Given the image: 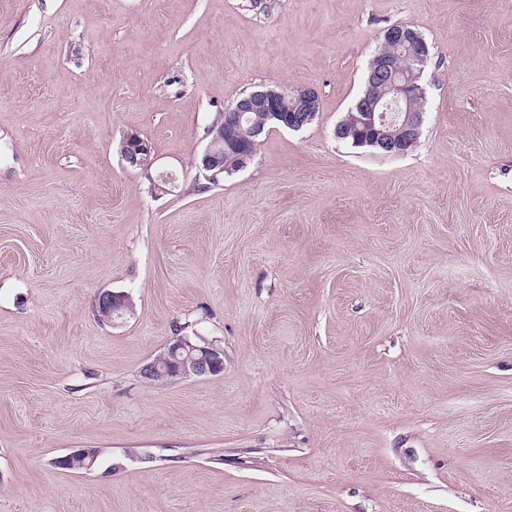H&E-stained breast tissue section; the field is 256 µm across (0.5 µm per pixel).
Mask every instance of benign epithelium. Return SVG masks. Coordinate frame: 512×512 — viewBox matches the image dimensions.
Listing matches in <instances>:
<instances>
[{"instance_id": "benign-epithelium-1", "label": "benign epithelium", "mask_w": 512, "mask_h": 512, "mask_svg": "<svg viewBox=\"0 0 512 512\" xmlns=\"http://www.w3.org/2000/svg\"><path fill=\"white\" fill-rule=\"evenodd\" d=\"M385 42L395 41L401 48L402 64L383 53L370 62L364 95L355 106L349 123L337 126L339 138L348 136V128L360 129L354 144L370 145L383 154L398 155L413 147L420 135L424 113L414 108V101L424 99L419 84L430 48L416 30L390 27L383 35ZM318 93L311 87L287 93L276 89H256L249 96L224 109V120L208 128V142L200 155L198 167L210 181L224 171V127L232 128L231 136L239 138L241 120L247 112H264L266 119L281 121L294 131L302 129L316 117ZM119 154L126 166L147 171L153 165L151 147L135 133H128L120 143ZM154 194H167L176 187V177L161 172L150 179ZM98 305L107 313L108 323L117 324L133 310L131 297L123 292H105ZM167 372L180 379L217 376L224 371V350L212 344H197L186 336H176L164 351L142 368V376L151 382Z\"/></svg>"}]
</instances>
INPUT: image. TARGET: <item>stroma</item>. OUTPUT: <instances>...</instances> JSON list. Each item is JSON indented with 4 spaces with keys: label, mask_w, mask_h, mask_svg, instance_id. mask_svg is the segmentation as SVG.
<instances>
[{
    "label": "stroma",
    "mask_w": 512,
    "mask_h": 512,
    "mask_svg": "<svg viewBox=\"0 0 512 512\" xmlns=\"http://www.w3.org/2000/svg\"><path fill=\"white\" fill-rule=\"evenodd\" d=\"M395 24L431 59L389 156L334 131ZM305 86L195 182L219 112ZM178 333L223 373L149 384ZM0 512H512V0H0ZM250 92L243 94L240 97V100L237 99L233 105L224 109L225 113L220 114L218 117V119L223 118L224 120L219 124L208 128L205 136V139H208V142L201 153L198 162V167L207 181H211L216 178V176L221 172L224 173H221L218 176V180L220 178L224 179L226 175H233L237 169L234 156L227 155V162L230 164L229 170H232L233 172L230 173L229 170H224L225 124L228 127H232V138L239 139L238 134H240L239 130L241 120L246 112L247 114L243 119L241 129V133L246 136H249L248 128L254 123L262 122L265 115V121L270 120L264 123L265 129L271 125L278 126L276 124L279 123L273 122L278 120L283 122V125L286 128L294 131L302 129L317 115L316 112L319 108L318 93L311 87L298 88L287 93L281 90L264 88ZM248 94L249 96H247ZM288 96L289 103L285 107L284 102L286 98L288 100ZM264 124L261 123L251 126L250 135L252 138H255L253 141L247 142L244 137H240L243 141L247 142L248 149L253 156L256 154L259 139L262 136L261 134L263 131L265 132ZM226 143H228L229 148L238 155V159L240 161L238 167L245 168L248 162L253 158L251 153L238 154L233 150V147H231L232 140H226ZM119 154L127 167L146 171L147 174L154 163L149 143L135 133H127L124 136ZM98 305L108 314L107 323L116 325L119 319L124 318V313L130 314L133 310L131 297L124 292H105L98 297Z\"/></svg>",
    "instance_id": "obj_1"
}]
</instances>
